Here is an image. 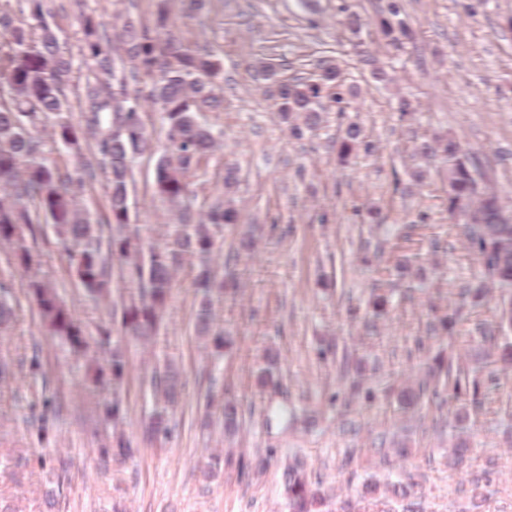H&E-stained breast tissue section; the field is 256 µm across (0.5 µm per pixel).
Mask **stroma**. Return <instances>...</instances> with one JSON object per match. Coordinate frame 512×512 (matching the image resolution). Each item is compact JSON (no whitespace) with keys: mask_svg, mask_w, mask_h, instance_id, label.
<instances>
[{"mask_svg":"<svg viewBox=\"0 0 512 512\" xmlns=\"http://www.w3.org/2000/svg\"><path fill=\"white\" fill-rule=\"evenodd\" d=\"M394 1L415 44L388 45L375 26L355 35L341 24L342 5L370 20ZM63 3L54 22L73 57L74 92L84 87L85 15L109 22L120 11L149 24L163 6L175 36L220 58L216 92L223 107L199 119L219 133L221 148L193 177L192 190L194 206L208 204L222 188L225 161L241 168L231 199L246 221L225 226L217 238L222 252L238 254L239 286L212 304L215 326L235 344L217 359L197 335L199 297L188 262L151 346L113 325L129 366L119 391L93 386L84 359L49 334L30 303L28 279L48 281L89 330L108 322L107 311L71 275L54 225H36L27 238L40 257L34 272L10 263L9 248L0 245V280L12 284L7 299L14 310L0 333V352L15 362L14 378L0 384V448L37 447L30 403L43 391L60 405L51 445L69 466L64 512H107L116 498L127 512H285L281 471L294 455L348 498L368 475L409 472L421 484L426 512H460L464 495L448 450L462 415L471 448L466 468L490 470L496 480L486 512H512V369L480 347L481 327L498 320V299L462 300L461 289L480 275L477 260L448 218L439 178L416 187L408 176L412 133H448L490 160L488 175L512 207V0H205L193 12L186 0ZM359 42L380 45L378 65L389 81L372 78L356 53ZM320 59L338 64L359 86L355 105L376 145L372 156L337 162L330 148L340 130L336 118L301 139L280 122L272 91L283 79L308 76ZM402 96L416 109L413 121L399 118ZM153 181V161L136 159L130 221L147 243L162 246L170 240L171 215L154 197ZM420 212L427 222L413 226ZM253 224L260 227L254 248L240 249ZM380 242L405 256L403 274L386 272L385 261L376 259ZM376 287L392 305L375 320L367 300ZM457 306L463 317L453 336L430 337L434 316ZM442 347L466 358L484 350L479 401L449 397L403 410L400 386ZM271 355L280 384L258 387ZM34 356L43 371L37 378L29 373ZM165 364L176 365L184 383L173 434L146 446L136 461L99 472L95 450L112 427L98 417V405L119 395L127 410L121 428L139 440L155 401L152 370ZM213 378L241 406L243 426L235 436H225L219 407L207 403ZM397 435L408 436L413 449L401 463L377 451ZM213 449L230 462L207 485L199 466ZM53 479L37 466L18 484L0 477V497L21 512H39Z\"/></svg>","mask_w":512,"mask_h":512,"instance_id":"1","label":"stroma"}]
</instances>
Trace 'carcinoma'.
Returning a JSON list of instances; mask_svg holds the SVG:
<instances>
[{"instance_id": "carcinoma-1", "label": "carcinoma", "mask_w": 512, "mask_h": 512, "mask_svg": "<svg viewBox=\"0 0 512 512\" xmlns=\"http://www.w3.org/2000/svg\"><path fill=\"white\" fill-rule=\"evenodd\" d=\"M19 8L0 4V241L12 245L15 263L31 270L34 256L26 244L22 228L46 219L70 255V267L95 301L111 305L112 318L122 330L148 345L157 336L170 291L182 268L184 256L197 259L194 278L201 301L195 313V328L217 356L232 345L224 332L211 329L213 294L235 287L234 257L224 258L223 270L215 264L217 236L224 226L238 224L241 215L223 197L207 207L194 209L191 178L218 147L210 127L197 120L200 112L221 106L215 87L222 63L213 53H202L169 30L165 9L158 10L153 24L145 25L122 18L120 27L86 15L81 23L80 52L87 68L84 94L79 99L80 121L73 122L69 90L73 61L60 48L51 20L62 5L57 0H18ZM342 25L354 34L366 25L357 12L343 7ZM396 5L390 16H380L375 24L391 45L414 41L412 31L394 23ZM130 65L134 80L145 88L130 91L126 79L117 78L118 66ZM354 86L346 84L341 70L327 60L314 65L308 77H292L277 84L274 105L280 121L291 136L301 139L317 132L327 122L329 104L343 127L331 148L345 162L375 149L358 118L348 115ZM149 103L160 108L167 125V150L158 155L154 166L153 195L177 213L174 240L164 247H145L140 228L129 222V180L135 160L153 153L152 137L142 120L141 109ZM63 147L77 158L74 166L48 164L45 154L50 144ZM412 156L422 161L439 160L445 165L440 174L449 217L459 224L468 248L482 267L481 278L466 292L479 298L497 286H512V210L498 191L485 180L473 154L448 135L412 136ZM97 182L105 185L106 213L95 218L83 204L87 188ZM119 279L132 288L118 305L112 304V281ZM28 295L51 332L74 351L84 352L88 341L82 323L73 317L55 290L32 276ZM390 296L372 291L368 307L376 316L386 313ZM462 317V308L437 318L431 331L450 332ZM484 339L497 345L498 361L512 365V300L503 304L499 320L484 329ZM90 362L88 375L96 385H117L127 370L119 346L112 347L109 365ZM262 387L276 386L279 377L274 361L257 377ZM152 386L156 401L143 432V440L168 438L174 427L169 409L179 400L182 382L179 371L167 365L154 372ZM484 380L478 368L467 359L445 349L428 364L425 376L406 384L397 397L404 408L417 406L430 395L469 394L476 400ZM32 408L39 423L41 439H46L58 413L55 400L46 394L34 398ZM224 431L240 427L238 405L231 399L220 404ZM106 422L122 418L121 401L114 398L100 407ZM466 417L458 418L455 443L448 458L458 464L468 452ZM139 443L123 434L107 436L98 448V464L109 471L115 464L134 459ZM17 475L32 464L43 467V453L27 448L16 450L6 459ZM68 480L67 467L59 461L56 487L47 491L43 512H60L62 488ZM465 493L462 512H485L493 494L491 479L473 472L461 481ZM418 482L412 476L398 475L381 480L367 478L359 492L376 512H424ZM283 500L287 512H353L355 504L338 499L336 488L314 479L306 463L294 458L282 471Z\"/></svg>"}]
</instances>
